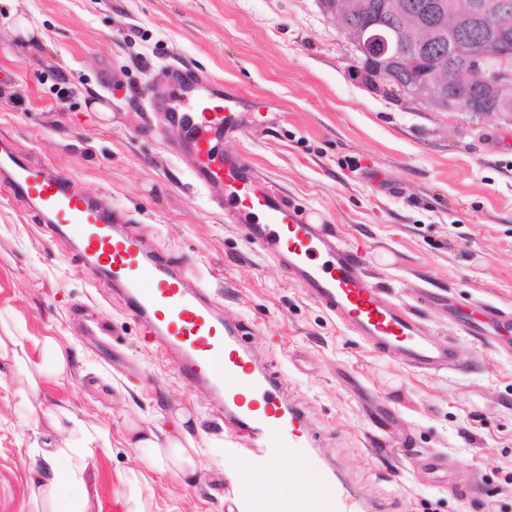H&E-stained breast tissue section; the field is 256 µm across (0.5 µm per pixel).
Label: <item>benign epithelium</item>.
Masks as SVG:
<instances>
[{
    "instance_id": "benign-epithelium-1",
    "label": "benign epithelium",
    "mask_w": 512,
    "mask_h": 512,
    "mask_svg": "<svg viewBox=\"0 0 512 512\" xmlns=\"http://www.w3.org/2000/svg\"><path fill=\"white\" fill-rule=\"evenodd\" d=\"M354 53L353 72L383 93L440 110L495 115L511 124L512 0H467L453 16L445 0H376L377 21L358 15L367 0H316ZM476 74L481 90L457 72Z\"/></svg>"
}]
</instances>
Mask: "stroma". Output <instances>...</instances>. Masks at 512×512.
I'll use <instances>...</instances> for the list:
<instances>
[{
	"label": "stroma",
	"mask_w": 512,
	"mask_h": 512,
	"mask_svg": "<svg viewBox=\"0 0 512 512\" xmlns=\"http://www.w3.org/2000/svg\"><path fill=\"white\" fill-rule=\"evenodd\" d=\"M21 18L29 37L15 31ZM352 65L315 0H0V141L89 195L111 193L150 247L220 292L225 319L289 383L320 455L362 499L388 512H512V352L448 321L452 304L464 318L482 303L512 311V125L372 91ZM175 66L247 93L257 121L222 152L247 156L361 249L372 281L455 343L456 368L419 373L378 353L226 224L157 132L152 93ZM81 267L76 246L49 240L0 193V317L56 337L70 357L37 402L112 433L84 474L92 512H124L117 476L140 465L134 423L209 446L193 482L149 474L150 512H226L245 461L224 446L212 391L181 378ZM26 384L0 358V512H34L40 451L60 442L48 423L26 425L15 395Z\"/></svg>",
	"instance_id": "stroma-1"
}]
</instances>
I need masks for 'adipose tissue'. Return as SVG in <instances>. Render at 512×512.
<instances>
[{"label": "adipose tissue", "mask_w": 512, "mask_h": 512, "mask_svg": "<svg viewBox=\"0 0 512 512\" xmlns=\"http://www.w3.org/2000/svg\"><path fill=\"white\" fill-rule=\"evenodd\" d=\"M24 329L0 341V351L10 352L17 366H34L37 374L60 378L67 372V359L61 345L52 337L39 340V362H32L26 348ZM42 416L65 435L62 446L45 450L49 464L44 476L34 484L31 499L34 505L45 506L48 512H90V501L84 488L87 451L91 447L109 448L108 430L88 425L69 409L54 406L43 410ZM133 446L141 462L157 472H171L181 479L193 477L199 466L197 450L181 440L158 436L150 429H137Z\"/></svg>", "instance_id": "ef3b65f1"}]
</instances>
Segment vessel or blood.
<instances>
[{
  "instance_id": "b4317fda",
  "label": "vessel or blood",
  "mask_w": 512,
  "mask_h": 512,
  "mask_svg": "<svg viewBox=\"0 0 512 512\" xmlns=\"http://www.w3.org/2000/svg\"><path fill=\"white\" fill-rule=\"evenodd\" d=\"M154 103L167 128L177 133L172 151L189 164L210 202L244 229L248 244L282 265L290 282L351 333L365 337L380 352H397L412 369L455 365L453 341L425 336L413 312L369 279L360 250L290 204L246 156L228 154L212 162L223 140L245 134L254 124L240 90L176 66L168 89ZM0 188L32 208L52 234L79 245L86 274L111 287L154 336L180 377L211 388L215 410L224 416V432L241 448L249 471L275 477L283 447L308 448L312 454L299 460V467L323 471L334 489L326 497L304 490L285 503L244 493L230 512H370L315 454L316 430L303 408L289 402L283 383L253 360L243 325L225 320L215 296L197 288L184 267L149 250L142 236L127 232L112 212L110 193L85 195L73 176L49 171L7 145L0 147ZM511 321L494 306L475 320L453 319L469 335L484 339L489 326Z\"/></svg>"
}]
</instances>
